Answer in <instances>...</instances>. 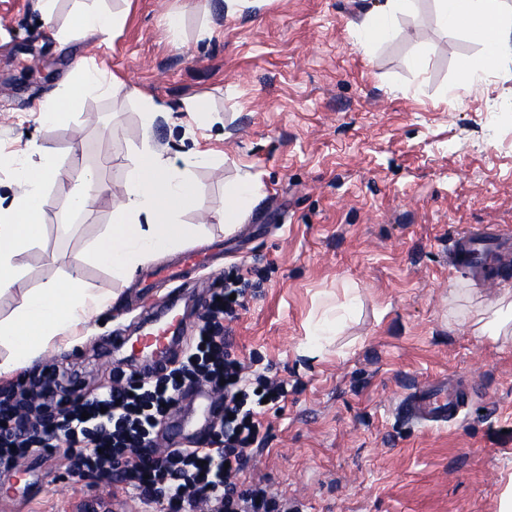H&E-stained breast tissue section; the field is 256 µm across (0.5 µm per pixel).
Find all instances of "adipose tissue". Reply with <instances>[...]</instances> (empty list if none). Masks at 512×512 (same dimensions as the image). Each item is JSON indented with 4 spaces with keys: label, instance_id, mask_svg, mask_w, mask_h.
<instances>
[{
    "label": "adipose tissue",
    "instance_id": "1",
    "mask_svg": "<svg viewBox=\"0 0 512 512\" xmlns=\"http://www.w3.org/2000/svg\"><path fill=\"white\" fill-rule=\"evenodd\" d=\"M436 3L444 27L475 32L482 41L481 54L459 80L461 89H468L512 54V18L505 12L504 0ZM122 88L119 79L108 80L97 69L79 66L65 96L42 106L38 120L45 126L66 121L85 99L105 92L117 94ZM165 112L162 105L144 100L143 138L128 166L125 197L112 212L109 230L92 247L93 260L110 268L114 277L121 280L150 257L181 246L187 230L179 224L178 217L200 203L191 172L216 163L210 154L197 152L184 166L169 164L153 136L154 126ZM17 171L22 190L7 207H0V295L10 291L16 294L10 318L0 320V344L11 349L9 358L0 362V377L30 366L73 324L95 319L116 299L108 288L91 292L75 272L34 290L17 291L21 278L17 257L40 235L47 184L64 174L56 157L37 144L31 145L18 161Z\"/></svg>",
    "mask_w": 512,
    "mask_h": 512
}]
</instances>
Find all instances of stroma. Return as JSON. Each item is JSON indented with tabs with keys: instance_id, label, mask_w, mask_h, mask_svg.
Listing matches in <instances>:
<instances>
[{
	"instance_id": "1",
	"label": "stroma",
	"mask_w": 512,
	"mask_h": 512,
	"mask_svg": "<svg viewBox=\"0 0 512 512\" xmlns=\"http://www.w3.org/2000/svg\"><path fill=\"white\" fill-rule=\"evenodd\" d=\"M384 3L237 0L228 13L213 0H57L46 19L35 0H0V198L19 194L14 164L31 144L68 172L47 186L44 228L19 261L23 288L76 268L88 287L118 294L100 321L72 328L82 344L47 353L79 370L81 394L105 391L113 337L147 312L178 299L195 335L212 283L255 267L265 282L230 324L234 351L261 352L296 390L267 413L269 442L249 451L243 479H264L303 512H499L512 488V342L476 336L468 315L512 289V273L452 271L446 255L472 227L512 236V62L460 90L483 45L444 28L434 0H417L395 18L397 36L366 52L361 24ZM94 7L126 12L113 39H54ZM81 63L125 89L42 127L38 109ZM146 97L167 110L154 133L170 164L208 151L224 165L192 172L201 208L179 217L191 239L124 284L89 249L124 198ZM84 170L107 190L70 227L72 176ZM245 174L257 192L229 228L224 185ZM191 250L216 260L143 291ZM323 323L334 333L314 338ZM443 380L471 391L457 419L398 413L415 387ZM9 482L0 512H142L124 484L89 493L54 456H30Z\"/></svg>"
}]
</instances>
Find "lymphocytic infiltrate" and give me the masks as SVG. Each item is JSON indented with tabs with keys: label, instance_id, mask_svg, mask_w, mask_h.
Returning <instances> with one entry per match:
<instances>
[{
	"label": "lymphocytic infiltrate",
	"instance_id": "1",
	"mask_svg": "<svg viewBox=\"0 0 512 512\" xmlns=\"http://www.w3.org/2000/svg\"><path fill=\"white\" fill-rule=\"evenodd\" d=\"M254 275L215 284L202 323L172 366L157 376L115 365L106 393L87 398L74 390L77 375L52 363L0 391V474L33 452L61 453L70 469L135 490L151 512H289L287 498L260 483L239 482L244 449L265 447L268 411L288 398L287 380L261 371L260 358L241 360L228 324L248 294L261 288ZM212 390L223 413L201 448L162 446L158 428L194 388Z\"/></svg>",
	"mask_w": 512,
	"mask_h": 512
}]
</instances>
